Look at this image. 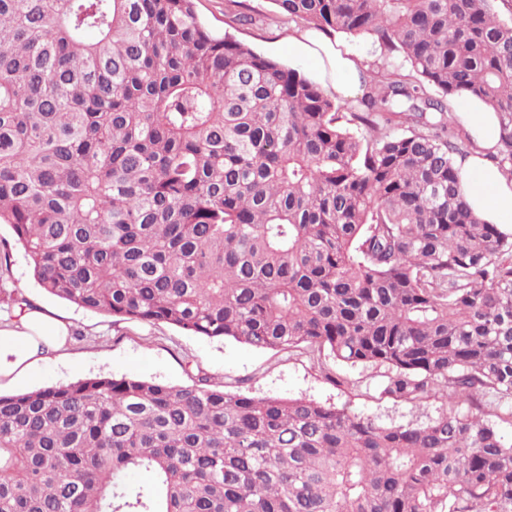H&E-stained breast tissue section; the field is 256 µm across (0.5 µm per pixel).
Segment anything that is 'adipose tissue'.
Here are the masks:
<instances>
[{"label": "adipose tissue", "mask_w": 512, "mask_h": 512, "mask_svg": "<svg viewBox=\"0 0 512 512\" xmlns=\"http://www.w3.org/2000/svg\"><path fill=\"white\" fill-rule=\"evenodd\" d=\"M291 46L330 76L337 94L347 96L357 90L358 59L310 33L301 34ZM456 117L473 143L458 163L464 197L485 221L512 229V174L495 159L500 149L499 118L475 100L461 103ZM68 334L64 321L41 310L25 312L17 321L0 326V378L28 372L44 352L64 347Z\"/></svg>", "instance_id": "adipose-tissue-1"}]
</instances>
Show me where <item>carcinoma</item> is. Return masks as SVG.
I'll return each mask as SVG.
<instances>
[{
    "mask_svg": "<svg viewBox=\"0 0 512 512\" xmlns=\"http://www.w3.org/2000/svg\"><path fill=\"white\" fill-rule=\"evenodd\" d=\"M273 3L410 73L346 114L194 0H0V224L79 307L308 344L449 411L384 426L203 376L0 394V512H512V442L456 409L512 399V232L462 196L447 119L497 112L512 168V0Z\"/></svg>",
    "mask_w": 512,
    "mask_h": 512,
    "instance_id": "cac0c4a2",
    "label": "carcinoma"
}]
</instances>
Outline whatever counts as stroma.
<instances>
[{
	"mask_svg": "<svg viewBox=\"0 0 512 512\" xmlns=\"http://www.w3.org/2000/svg\"><path fill=\"white\" fill-rule=\"evenodd\" d=\"M199 18L213 31L230 33L255 51L296 68L331 90L328 75L288 48L297 35L282 24L271 0H194ZM345 50L360 58L366 78L378 79L386 67L404 68L402 58H386L370 37L343 39ZM10 252L7 291L23 306L49 311L66 322L70 343L48 354L30 373L0 392L14 394L95 375L137 376L171 385H189L197 374L212 387L251 396L306 397L347 407L384 425L425 423L448 408L444 391L406 402L382 391L384 367L345 364L328 353L302 345L284 350H257L232 340L210 339L164 323L118 320L49 294L35 281L11 228L0 225V246Z\"/></svg>",
	"mask_w": 512,
	"mask_h": 512,
	"instance_id": "obj_1",
	"label": "stroma"
}]
</instances>
